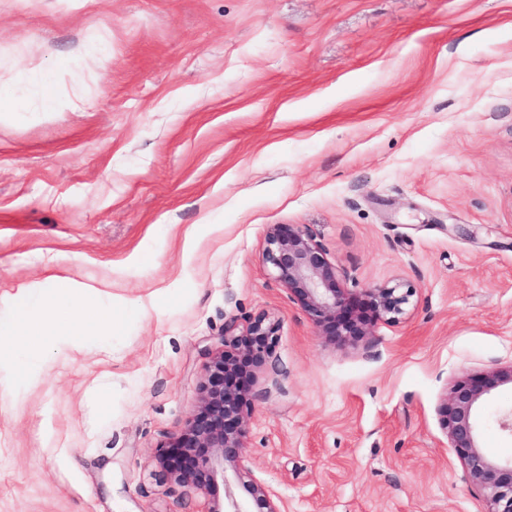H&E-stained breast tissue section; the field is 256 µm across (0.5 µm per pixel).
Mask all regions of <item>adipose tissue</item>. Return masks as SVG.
<instances>
[{"label":"adipose tissue","instance_id":"adipose-tissue-1","mask_svg":"<svg viewBox=\"0 0 512 512\" xmlns=\"http://www.w3.org/2000/svg\"><path fill=\"white\" fill-rule=\"evenodd\" d=\"M97 297L94 286L67 279L52 281L41 287L39 293L31 289H18L10 297L11 315L0 320V375L22 372L32 374L29 363L32 354L38 353V346L28 341L31 327H38L40 335L49 337L52 347H77L83 331L110 325L112 312L98 310L88 319L83 318L82 326L59 324L56 315L61 309H68L73 317H80L83 308Z\"/></svg>","mask_w":512,"mask_h":512}]
</instances>
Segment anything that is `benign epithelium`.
<instances>
[{
  "instance_id": "obj_1",
  "label": "benign epithelium",
  "mask_w": 512,
  "mask_h": 512,
  "mask_svg": "<svg viewBox=\"0 0 512 512\" xmlns=\"http://www.w3.org/2000/svg\"><path fill=\"white\" fill-rule=\"evenodd\" d=\"M264 257L320 335L351 344L370 335L368 321L341 286L336 266L310 235L293 224H275L266 235ZM364 294L376 316L396 323L411 306L414 291L395 284L367 288ZM275 340V324L264 313L252 318L242 335L224 329L198 409L161 455L176 483L211 496L205 512H281L275 495L245 467L247 380L266 365ZM506 386L512 387V365L455 381L439 407L451 447L486 501L487 512H512V457H493L482 446L491 422L512 437V409L489 414L492 400ZM221 488L222 499L216 497Z\"/></svg>"
}]
</instances>
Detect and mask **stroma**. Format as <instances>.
<instances>
[{
	"label": "stroma",
	"mask_w": 512,
	"mask_h": 512,
	"mask_svg": "<svg viewBox=\"0 0 512 512\" xmlns=\"http://www.w3.org/2000/svg\"><path fill=\"white\" fill-rule=\"evenodd\" d=\"M0 76V317L67 278L113 314L0 379V512H203L160 456L259 313L246 466L282 512H486L438 407L512 364V0H0ZM275 224L408 315L318 335ZM364 294L376 316L389 323H396L411 306L414 291L409 286L395 284L365 288Z\"/></svg>",
	"instance_id": "35a3bbf8"
}]
</instances>
